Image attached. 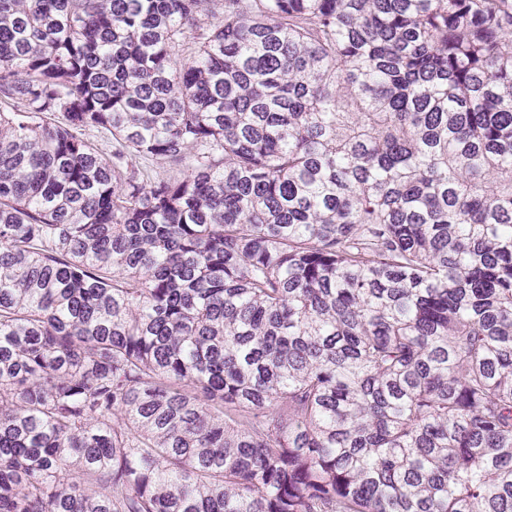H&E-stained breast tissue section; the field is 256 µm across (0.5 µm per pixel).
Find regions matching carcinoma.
<instances>
[{"mask_svg": "<svg viewBox=\"0 0 512 512\" xmlns=\"http://www.w3.org/2000/svg\"><path fill=\"white\" fill-rule=\"evenodd\" d=\"M0 512H512V0H0Z\"/></svg>", "mask_w": 512, "mask_h": 512, "instance_id": "cac0c4a2", "label": "carcinoma"}]
</instances>
